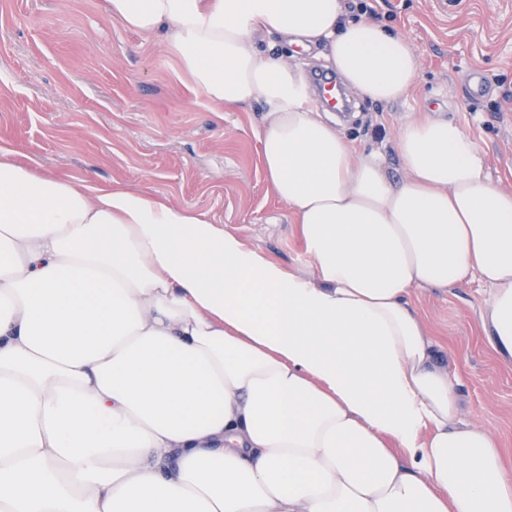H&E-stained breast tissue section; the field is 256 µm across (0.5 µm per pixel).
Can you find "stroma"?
I'll use <instances>...</instances> for the list:
<instances>
[{
  "label": "stroma",
  "instance_id": "obj_1",
  "mask_svg": "<svg viewBox=\"0 0 512 512\" xmlns=\"http://www.w3.org/2000/svg\"><path fill=\"white\" fill-rule=\"evenodd\" d=\"M378 11L412 47L419 76L402 100L357 97L342 132L357 151L382 148L398 180L403 124L423 113L452 119L483 150L495 183L512 191V0H379ZM473 73L488 88L477 100L465 88ZM261 110L215 111L165 46L114 22L105 0H0V146L50 174L150 190L307 274L290 207L261 164ZM487 297L474 281L419 288L410 301L448 347L462 418L499 441L512 469V362L481 326Z\"/></svg>",
  "mask_w": 512,
  "mask_h": 512
}]
</instances>
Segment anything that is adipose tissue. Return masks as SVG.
<instances>
[{"mask_svg":"<svg viewBox=\"0 0 512 512\" xmlns=\"http://www.w3.org/2000/svg\"><path fill=\"white\" fill-rule=\"evenodd\" d=\"M216 108L262 103L266 177L313 274L144 190L0 148V512H512L497 440L410 303L479 281L512 356V192L455 121L397 133L406 176L311 102L321 49L375 102L418 60L342 0H108ZM263 46L268 49L271 54L275 56H283L284 60L292 62H310V66L306 67V77H308V72L311 69H315L321 66H327L335 70L333 66L324 58V56L320 55V50H314L311 52H305L301 47L292 46L288 47V56L282 54V46L281 41L276 36H265L262 40Z\"/></svg>","mask_w":512,"mask_h":512,"instance_id":"ef3b65f1","label":"adipose tissue"}]
</instances>
